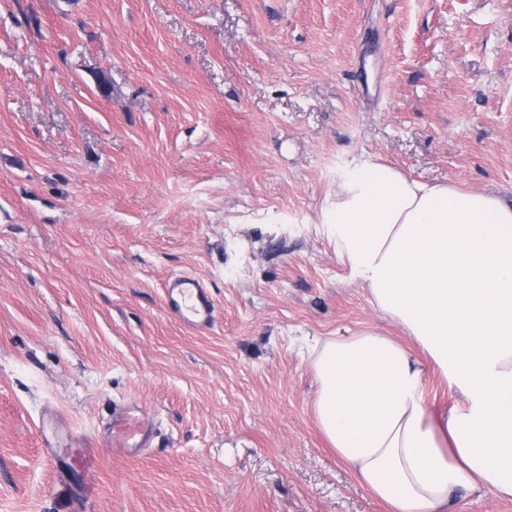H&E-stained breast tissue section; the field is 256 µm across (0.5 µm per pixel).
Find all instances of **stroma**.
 I'll return each instance as SVG.
<instances>
[{"label":"stroma","instance_id":"35a3bbf8","mask_svg":"<svg viewBox=\"0 0 512 512\" xmlns=\"http://www.w3.org/2000/svg\"><path fill=\"white\" fill-rule=\"evenodd\" d=\"M360 155L512 205V0H0V512H386L307 348L403 335L312 231ZM169 314L186 328L205 332L213 323L214 306L208 285L191 276L170 280L165 289ZM153 436V422L139 406L129 404L115 410L107 432L109 445L128 456L147 448Z\"/></svg>","mask_w":512,"mask_h":512}]
</instances>
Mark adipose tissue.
<instances>
[{
    "mask_svg": "<svg viewBox=\"0 0 512 512\" xmlns=\"http://www.w3.org/2000/svg\"><path fill=\"white\" fill-rule=\"evenodd\" d=\"M316 232L407 335L314 345V416L337 458L388 512L512 500V206L361 155ZM430 374L451 406L429 402Z\"/></svg>",
    "mask_w": 512,
    "mask_h": 512,
    "instance_id": "1",
    "label": "adipose tissue"
}]
</instances>
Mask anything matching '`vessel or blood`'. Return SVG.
<instances>
[{
  "instance_id": "obj_1",
  "label": "vessel or blood",
  "mask_w": 512,
  "mask_h": 512,
  "mask_svg": "<svg viewBox=\"0 0 512 512\" xmlns=\"http://www.w3.org/2000/svg\"><path fill=\"white\" fill-rule=\"evenodd\" d=\"M169 314L186 328L204 332L213 323L214 306L207 284L196 277L182 276L170 280L165 289ZM153 436V422L139 406L120 407L112 415L107 432L111 447L134 456L148 447Z\"/></svg>"
}]
</instances>
